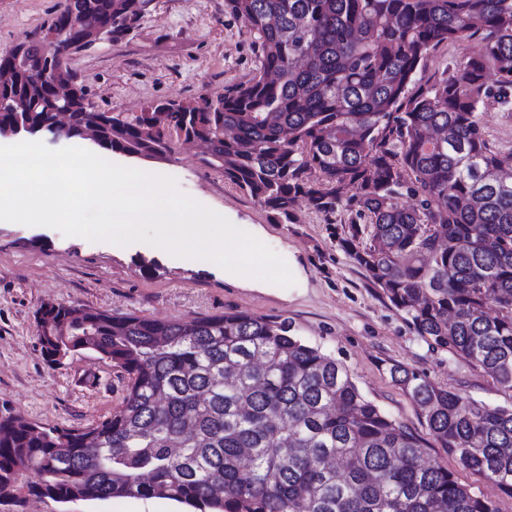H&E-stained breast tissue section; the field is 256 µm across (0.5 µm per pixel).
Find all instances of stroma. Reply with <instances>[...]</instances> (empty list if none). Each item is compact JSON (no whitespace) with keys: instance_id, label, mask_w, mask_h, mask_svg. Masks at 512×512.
Returning <instances> with one entry per match:
<instances>
[{"instance_id":"obj_1","label":"stroma","mask_w":512,"mask_h":512,"mask_svg":"<svg viewBox=\"0 0 512 512\" xmlns=\"http://www.w3.org/2000/svg\"><path fill=\"white\" fill-rule=\"evenodd\" d=\"M60 0H0V48L28 41L49 23ZM71 66L89 102L108 112L137 113L165 100L217 101L226 86L247 81L259 66L252 37L224 0H150L123 40L96 44ZM180 191L235 224H256L264 242L288 264L295 283L283 288L230 284L214 263H188L142 243L118 246L67 237L44 226L0 223V414L44 426H85L117 408L126 382L109 360L84 351L62 366L44 359L36 334L41 304L89 305L122 316L190 318L224 312L284 319L306 343L343 363L362 395L421 440L426 462L450 471L476 496L512 512V495L464 468L430 435L422 412L391 377L402 365L422 378L491 405L512 393L464 357L419 336L365 278L340 244L343 226L306 205L292 224H275L249 196L205 165L200 147L175 145L152 161ZM157 498H113L62 504L49 497L0 512H181Z\"/></svg>"}]
</instances>
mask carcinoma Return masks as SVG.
<instances>
[{"instance_id": "obj_1", "label": "carcinoma", "mask_w": 512, "mask_h": 512, "mask_svg": "<svg viewBox=\"0 0 512 512\" xmlns=\"http://www.w3.org/2000/svg\"><path fill=\"white\" fill-rule=\"evenodd\" d=\"M149 0H93L112 40ZM83 0H63L41 33L68 38ZM254 38L258 71L215 105L158 101L128 116L75 101L58 126L47 90L21 61L0 77V131L81 137L155 159L206 145L204 161L276 224L304 201L348 214L341 245L418 335L465 357L512 392V152L478 115L512 103V0H225ZM480 41L453 72L410 86L448 42ZM497 76L496 87L487 82ZM415 204L404 206L403 197ZM37 336L92 351L127 379L120 406L82 427L0 415V495L62 503L159 498L205 512H498L366 399L347 368L292 332L246 313L160 320L87 305H42ZM394 381L459 463L512 494V407L467 399L407 368ZM33 469L34 482L21 483Z\"/></svg>"}]
</instances>
